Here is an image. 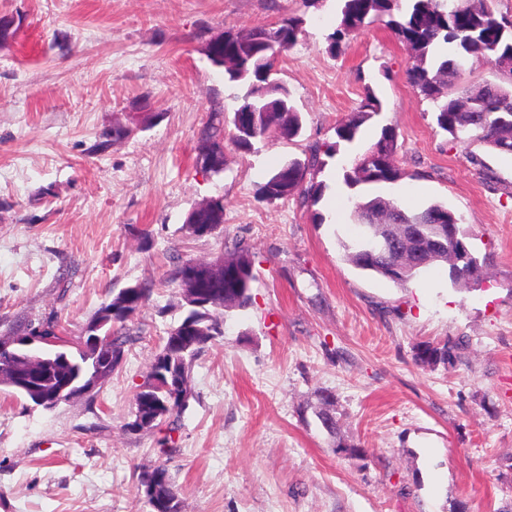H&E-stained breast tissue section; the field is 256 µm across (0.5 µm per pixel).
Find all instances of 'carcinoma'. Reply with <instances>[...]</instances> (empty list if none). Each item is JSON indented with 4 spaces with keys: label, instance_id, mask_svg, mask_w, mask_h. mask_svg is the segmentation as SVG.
<instances>
[{
    "label": "carcinoma",
    "instance_id": "cac0c4a2",
    "mask_svg": "<svg viewBox=\"0 0 512 512\" xmlns=\"http://www.w3.org/2000/svg\"><path fill=\"white\" fill-rule=\"evenodd\" d=\"M492 0H340L337 26L328 37L331 49H336L348 35L361 30L375 21L385 23L395 36L414 52V61L407 70V80L415 92L433 105L437 127L454 139H460L476 131L487 146L500 152L509 147L512 153V68L498 70L500 77L494 92L485 89L471 92L460 89L445 79L448 66L459 58L460 45L470 46V57L483 59L488 64L497 60L512 61V21L498 19L491 6ZM304 19L288 17L269 26L256 27L247 33L231 30L224 32V82L242 86L246 92L235 97L232 108L234 131L224 137V112L227 108L219 99L210 101L208 119L199 131L201 143H207L223 160L230 150L249 153L258 140L273 136L291 138L302 129L301 112L293 104L288 90L272 74L276 54L295 45L302 34ZM470 95L472 106L484 113L480 125L467 124L464 113L456 111L458 99ZM382 111L381 101L372 91H367L346 118L336 127L338 141L352 144L358 138L364 124ZM380 149L381 160L365 167L368 153L354 158L351 167L343 169L345 185L353 189L363 184L396 183L404 175L395 161L398 150V134L392 125L381 127L380 136L373 144ZM333 145L311 150L306 163L288 160L279 166L262 188L266 200L273 202L295 194L315 206L323 196L325 184L307 180L312 172H321L326 162L324 154L335 156ZM388 205L381 197L366 202H354L355 212L365 219ZM436 216L445 224H457L459 218L447 206L433 203L415 210L397 208L396 219L405 224H420L428 236L437 234L438 225L430 223ZM186 232L193 237H203V229L213 232L224 230V198H215L214 205L205 211L191 210L184 221ZM344 256L354 267L386 277L398 284L413 279L420 270L440 263L433 259L423 265L415 264L410 271L399 277L387 272L393 258L388 254L364 252L361 240L343 244ZM218 269L224 272L210 292L200 297V307H190L180 324L171 328L152 363V370L161 376L168 389L150 391L151 402L145 408L134 403V416H149L158 425L179 416L188 398L189 365L207 343L224 335V314L245 309L252 303L251 284L254 280L253 253L241 242L216 259ZM155 282L145 280L136 287L121 289L112 300L102 305L95 320L101 323L99 334L111 340L100 346L88 343L68 351H58L66 358L64 375L80 381L95 374L101 368L114 373L120 362L109 355L124 356V348L134 340L127 327L129 318L140 311L150 300ZM463 343L449 339L442 344L422 345L416 354L422 365L435 366L459 358ZM57 375H44L39 379L47 402H58ZM324 408L318 412L323 427L336 433L338 423L331 412L333 398L321 394Z\"/></svg>",
    "mask_w": 512,
    "mask_h": 512
}]
</instances>
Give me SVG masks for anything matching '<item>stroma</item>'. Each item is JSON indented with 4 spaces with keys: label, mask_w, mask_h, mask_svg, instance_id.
<instances>
[{
    "label": "stroma",
    "mask_w": 512,
    "mask_h": 512,
    "mask_svg": "<svg viewBox=\"0 0 512 512\" xmlns=\"http://www.w3.org/2000/svg\"><path fill=\"white\" fill-rule=\"evenodd\" d=\"M1 16L13 34L0 43V336L51 323L75 343L113 292L158 286L95 400L44 408L0 385V512H150L137 476L158 465L182 512L512 508V154L437 128L407 81L406 45L377 23L330 51L336 0H0ZM289 16L304 33L276 66L301 136L201 170L209 100L230 95L207 41ZM368 89L383 112L317 174V206L267 201L270 174L334 144ZM385 124L403 178L349 190L343 165ZM113 127L135 133L97 150ZM352 193L447 204L482 264L478 285L454 286L444 265L403 285L356 269L343 245L358 226L332 206ZM218 196L223 232L188 236V211ZM238 240L254 255L252 305L228 312L193 360L180 417L129 430L134 395L186 314L161 281L173 255L208 262ZM451 336L465 341L460 360L416 362ZM324 392L333 435L317 418Z\"/></svg>",
    "instance_id": "1"
}]
</instances>
